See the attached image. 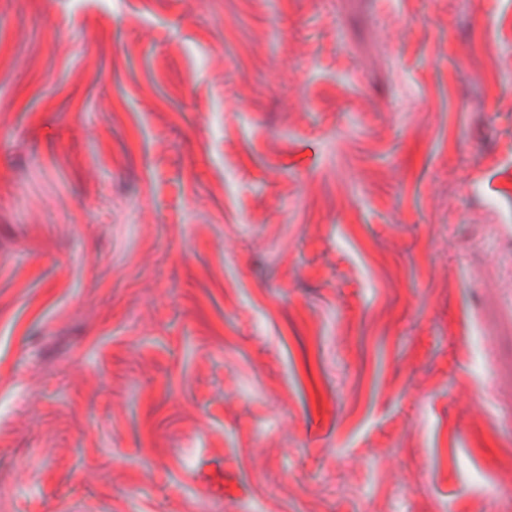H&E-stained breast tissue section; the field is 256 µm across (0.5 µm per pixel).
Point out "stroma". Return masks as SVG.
I'll return each instance as SVG.
<instances>
[{
  "instance_id": "stroma-1",
  "label": "stroma",
  "mask_w": 512,
  "mask_h": 512,
  "mask_svg": "<svg viewBox=\"0 0 512 512\" xmlns=\"http://www.w3.org/2000/svg\"><path fill=\"white\" fill-rule=\"evenodd\" d=\"M0 512H512V0H0Z\"/></svg>"
}]
</instances>
